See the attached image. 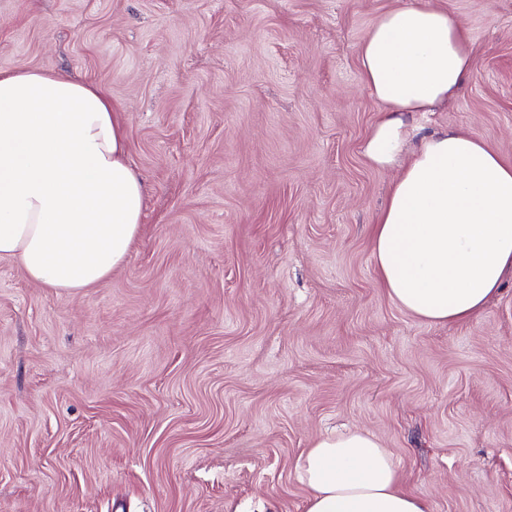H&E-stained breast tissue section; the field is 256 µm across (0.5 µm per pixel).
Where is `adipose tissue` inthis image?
Segmentation results:
<instances>
[{
	"label": "adipose tissue",
	"instance_id": "adipose-tissue-1",
	"mask_svg": "<svg viewBox=\"0 0 512 512\" xmlns=\"http://www.w3.org/2000/svg\"><path fill=\"white\" fill-rule=\"evenodd\" d=\"M359 62L382 106L361 154L401 167L372 227L379 281L422 322H468L512 276V163L476 133L423 137L408 117L435 111L472 73L471 42L448 10L408 0L374 24ZM145 200L102 88L45 68L0 72V259L43 287H93L125 262ZM296 473L305 512H429L365 431L320 436Z\"/></svg>",
	"mask_w": 512,
	"mask_h": 512
}]
</instances>
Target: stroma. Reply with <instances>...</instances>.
<instances>
[{
	"instance_id": "obj_1",
	"label": "stroma",
	"mask_w": 512,
	"mask_h": 512,
	"mask_svg": "<svg viewBox=\"0 0 512 512\" xmlns=\"http://www.w3.org/2000/svg\"><path fill=\"white\" fill-rule=\"evenodd\" d=\"M405 2L0 0V71L103 88L147 188L94 287L0 260V512H304L298 458L354 429L430 512H512V279L429 325L375 272L359 53ZM429 2L477 62L420 124L512 162V0Z\"/></svg>"
}]
</instances>
